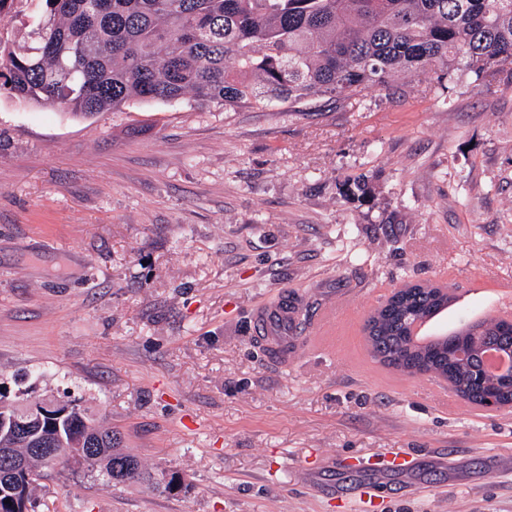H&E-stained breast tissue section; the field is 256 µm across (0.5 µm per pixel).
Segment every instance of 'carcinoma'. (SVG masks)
<instances>
[{
    "label": "carcinoma",
    "mask_w": 512,
    "mask_h": 512,
    "mask_svg": "<svg viewBox=\"0 0 512 512\" xmlns=\"http://www.w3.org/2000/svg\"><path fill=\"white\" fill-rule=\"evenodd\" d=\"M31 44L0 41V92L83 118L127 104L190 99L226 112L364 97L399 76L460 67L486 84L512 65V0H38ZM448 303L432 282L409 283L365 321L371 356L423 364L475 407L512 400V374L477 377L448 340L414 346L409 328ZM490 346L512 351V321L483 319ZM170 493L77 398L21 401L0 385V512H35L45 471ZM10 503H4V500Z\"/></svg>",
    "instance_id": "carcinoma-1"
}]
</instances>
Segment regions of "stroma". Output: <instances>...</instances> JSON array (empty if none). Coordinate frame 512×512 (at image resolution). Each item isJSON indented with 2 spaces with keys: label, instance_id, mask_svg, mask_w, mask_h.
Listing matches in <instances>:
<instances>
[{
  "label": "stroma",
  "instance_id": "35a3bbf8",
  "mask_svg": "<svg viewBox=\"0 0 512 512\" xmlns=\"http://www.w3.org/2000/svg\"><path fill=\"white\" fill-rule=\"evenodd\" d=\"M38 0L0 12L29 39ZM365 177L370 197L344 198ZM449 287L435 336L512 303V73L227 112L82 118L0 94V383L73 397L186 489L51 473L38 512H512V409L375 362L363 324ZM304 305L287 366L257 309Z\"/></svg>",
  "mask_w": 512,
  "mask_h": 512
}]
</instances>
